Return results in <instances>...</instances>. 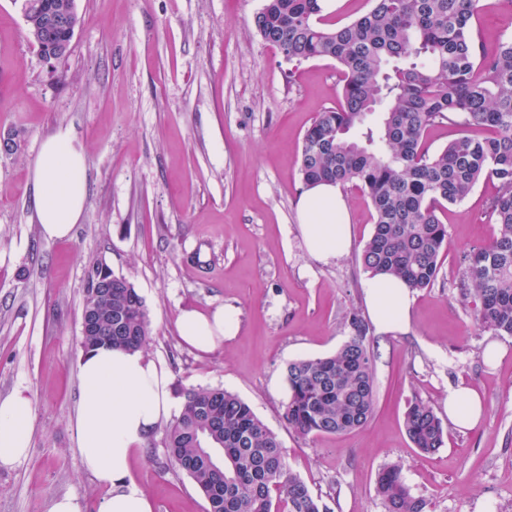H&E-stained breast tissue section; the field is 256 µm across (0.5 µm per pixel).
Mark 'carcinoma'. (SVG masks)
I'll list each match as a JSON object with an SVG mask.
<instances>
[{"label":"carcinoma","instance_id":"obj_1","mask_svg":"<svg viewBox=\"0 0 512 512\" xmlns=\"http://www.w3.org/2000/svg\"><path fill=\"white\" fill-rule=\"evenodd\" d=\"M369 2L366 13L338 26L330 23L328 0H263L254 17L258 35L288 62L330 58L339 65V103L317 113L302 138L301 182L363 191L376 219L358 256L362 269L401 278L414 290L438 279L448 250L442 214L478 182H494L485 217L497 233L463 255L455 285L480 326L512 336V38L488 54L474 32L483 11L512 7V0ZM21 10L41 55L58 60L71 52L72 27L55 26L52 18L79 23L75 0H21ZM455 115L491 136L461 135L429 153L427 132L454 123ZM84 294L83 315L128 321L122 333L82 337L85 350L148 346V309L129 280L114 274L112 294L88 285ZM344 325L349 336L334 353L286 367L281 416L301 439L353 431L375 411L370 326L356 311ZM183 397L165 448L204 495L207 512H329L290 470L279 435L246 401L218 387L186 389ZM404 425L423 453L445 444L440 418L422 400L408 405ZM403 469L398 462L377 474L384 512H427Z\"/></svg>","mask_w":512,"mask_h":512}]
</instances>
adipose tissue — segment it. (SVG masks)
I'll use <instances>...</instances> for the list:
<instances>
[{
  "label": "adipose tissue",
  "instance_id": "adipose-tissue-1",
  "mask_svg": "<svg viewBox=\"0 0 512 512\" xmlns=\"http://www.w3.org/2000/svg\"><path fill=\"white\" fill-rule=\"evenodd\" d=\"M35 213L45 239L70 237L82 218L87 195L85 157L70 128H58L42 143L34 168ZM298 208L311 258L326 262L343 256L350 244L347 202L340 186L319 183L302 189ZM370 317L378 333L408 331L412 290L402 281L366 277L362 282ZM179 335L208 352L236 336L233 310L209 313L183 310ZM81 390L75 423L85 468L106 487L97 512H152L145 491L132 475V462L152 432L175 415L180 405L163 362L139 351L101 346L83 354ZM32 405L23 391L0 400V466L21 465L28 457ZM483 414L479 394L457 384L448 392V421L459 429L474 427Z\"/></svg>",
  "mask_w": 512,
  "mask_h": 512
}]
</instances>
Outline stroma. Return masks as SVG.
<instances>
[{
	"instance_id": "obj_1",
	"label": "stroma",
	"mask_w": 512,
	"mask_h": 512,
	"mask_svg": "<svg viewBox=\"0 0 512 512\" xmlns=\"http://www.w3.org/2000/svg\"><path fill=\"white\" fill-rule=\"evenodd\" d=\"M263 0H76L80 24L65 59L45 60L17 0H0V399L32 403L27 460L0 467V512H50L76 496L97 512L105 489L84 467L74 432L86 274L107 265L144 298L147 355L173 390L220 387L277 432L289 468L331 512H384L378 471L403 462L427 512H512V337L476 324L453 282L462 254L489 242L495 192L479 183L444 218L449 249L434 287L416 291L407 333L375 334L376 406L346 434L300 440L281 417L288 362L346 340L350 311L367 313L357 257L374 224L370 200L345 187L352 243L319 262L306 249L297 158L317 112L335 106L336 63L288 64L253 26ZM70 128L85 156L87 195L70 238L41 236L33 164L43 140ZM233 307L237 335L201 356L182 343L179 312ZM500 341L506 355L487 360ZM468 382L486 414L421 453L404 413L416 399L447 418L450 387ZM158 427L132 473L154 512H205L169 460Z\"/></svg>"
}]
</instances>
